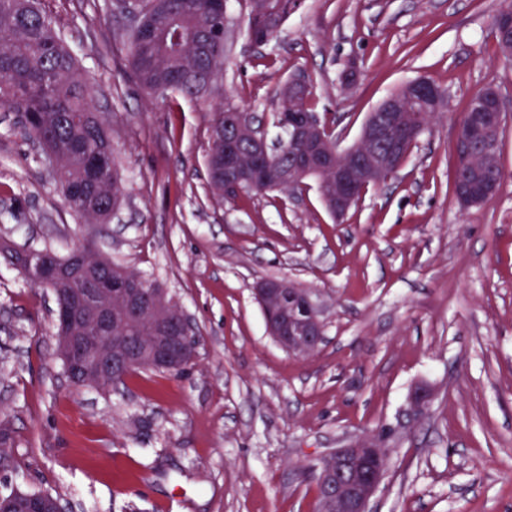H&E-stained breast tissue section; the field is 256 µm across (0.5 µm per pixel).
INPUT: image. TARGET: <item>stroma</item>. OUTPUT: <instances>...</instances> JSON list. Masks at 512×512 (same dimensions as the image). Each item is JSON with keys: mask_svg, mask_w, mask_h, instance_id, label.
I'll use <instances>...</instances> for the list:
<instances>
[{"mask_svg": "<svg viewBox=\"0 0 512 512\" xmlns=\"http://www.w3.org/2000/svg\"><path fill=\"white\" fill-rule=\"evenodd\" d=\"M511 3L301 0L257 47L249 0H231L224 70L189 100L142 92L112 0H41L111 124L123 196L109 223H81L16 116L0 112V241L61 255L94 243L164 288L201 344L184 372L73 387L51 291L0 256V489L51 492L66 512H314L318 459L368 437L391 450L373 512H512V60L494 35ZM298 73L343 147L402 85L422 78L446 95L399 175L341 221L312 182L221 198L208 184L215 106L253 113L276 140V91ZM489 84L506 114L503 179L493 202L465 208L453 132ZM269 277L313 291L316 353L290 355L268 336L254 288ZM421 387L433 399L414 416Z\"/></svg>", "mask_w": 512, "mask_h": 512, "instance_id": "1", "label": "stroma"}]
</instances>
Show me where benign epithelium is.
Returning a JSON list of instances; mask_svg holds the SVG:
<instances>
[{
	"label": "benign epithelium",
	"instance_id": "benign-epithelium-1",
	"mask_svg": "<svg viewBox=\"0 0 512 512\" xmlns=\"http://www.w3.org/2000/svg\"><path fill=\"white\" fill-rule=\"evenodd\" d=\"M304 78L294 76L283 87L288 89V111L282 113V123L294 131L303 142L302 151L294 152L295 166L301 176L317 183L325 181L331 193L323 202L328 212L339 219L359 202L360 192L368 184L380 185L398 175L404 167L403 146L415 140L423 130L418 121L404 112V98L425 101L429 108L445 106L441 91L418 79L408 84L406 97L389 96L368 113L357 140L348 147L329 145L317 137V118L298 106L299 90ZM229 123L247 131L255 142V155L267 149L261 128L251 124V114L230 108ZM494 126L470 119L455 127V142L461 155L470 158L472 146L491 137ZM241 161L234 139L224 141V193L240 190ZM496 183H466L460 187L458 200L469 205H483L498 194ZM0 254L12 261L21 276L36 284L53 287L66 261L54 254L42 257L33 265L26 253L11 251L4 243ZM263 309L269 336L283 349L294 355H311L324 342L325 325L311 291L290 280L267 279L256 288ZM102 313L91 321L105 328L115 326L118 319L112 307L123 312V319L146 314L153 322L151 336H86L84 320L76 315L74 294L69 288L55 290L57 346L66 364L70 382L85 384L112 376L117 368L147 369L157 366L179 368L195 358L197 345L191 339L197 332L182 311L170 310L163 289L145 279L115 281L108 274L97 281L93 292ZM431 399L429 390L415 391L410 411L420 415ZM389 449L376 440L365 439L348 448L336 450L329 458L328 470L319 474L317 486L320 512H371L370 502L378 490L388 459Z\"/></svg>",
	"mask_w": 512,
	"mask_h": 512
}]
</instances>
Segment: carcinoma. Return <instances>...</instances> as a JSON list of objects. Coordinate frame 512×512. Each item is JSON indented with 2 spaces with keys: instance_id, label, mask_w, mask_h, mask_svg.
<instances>
[{
  "instance_id": "cac0c4a2",
  "label": "carcinoma",
  "mask_w": 512,
  "mask_h": 512,
  "mask_svg": "<svg viewBox=\"0 0 512 512\" xmlns=\"http://www.w3.org/2000/svg\"><path fill=\"white\" fill-rule=\"evenodd\" d=\"M213 0H138L146 32L130 28L124 40L125 60L146 93L178 92L201 98L224 67V17ZM291 0H250L246 24L249 40L267 43L275 26L253 24L256 12L270 7L288 18ZM0 110L23 118L22 128L56 162L63 202L85 224H106L119 207L121 183L112 151V132L95 107L92 88L65 48L52 19L37 0H0ZM230 134L224 108L209 127L208 180L224 196V137ZM289 184L241 185L255 194L298 190ZM84 273L62 284L87 288L106 272L109 259L87 244L80 251Z\"/></svg>"
}]
</instances>
